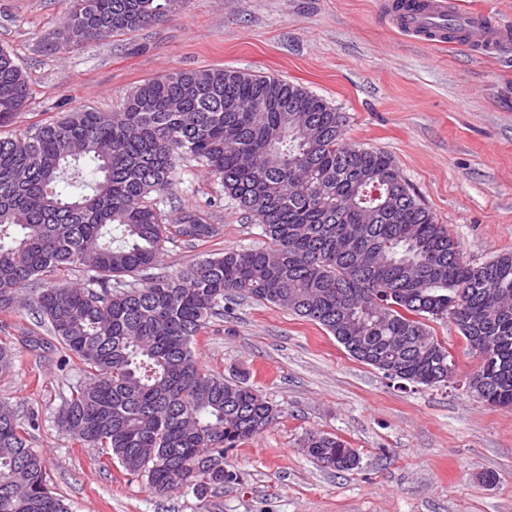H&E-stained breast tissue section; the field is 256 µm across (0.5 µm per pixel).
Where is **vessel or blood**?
<instances>
[{"mask_svg": "<svg viewBox=\"0 0 512 512\" xmlns=\"http://www.w3.org/2000/svg\"><path fill=\"white\" fill-rule=\"evenodd\" d=\"M452 13L461 18L466 44L482 55H493L502 44L512 40V27L479 10L459 12L456 0H417L414 7L399 17L398 25L409 35L438 41L445 39L446 21Z\"/></svg>", "mask_w": 512, "mask_h": 512, "instance_id": "obj_1", "label": "vessel or blood"}]
</instances>
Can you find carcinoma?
Instances as JSON below:
<instances>
[{
  "mask_svg": "<svg viewBox=\"0 0 512 512\" xmlns=\"http://www.w3.org/2000/svg\"><path fill=\"white\" fill-rule=\"evenodd\" d=\"M53 35L70 49L154 26L181 0H69ZM29 95L0 49V126ZM324 98L275 76L180 70L139 85L121 112L73 110L0 136V312L40 283L34 304L81 365L56 420L69 439L145 480L158 495L199 498L236 474L224 452L270 427L277 408L246 379L199 364L196 340L232 297L319 324L353 358L413 386L448 382L449 354L430 323H453L480 357L481 402L512 409V252L468 261L386 152L344 142ZM220 180L262 227L264 248L202 257L176 275L150 274L175 238L216 235L201 210L169 221L151 195L168 192L177 160ZM89 160L97 178L81 180ZM82 268L85 286L59 283ZM0 341V375L14 366ZM0 401V512H69L47 487L41 452ZM302 448L337 471L360 457L309 433Z\"/></svg>",
  "mask_w": 512,
  "mask_h": 512,
  "instance_id": "carcinoma-1",
  "label": "carcinoma"
}]
</instances>
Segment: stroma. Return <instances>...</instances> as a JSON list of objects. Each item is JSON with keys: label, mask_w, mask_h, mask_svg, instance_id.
Segmentation results:
<instances>
[{"label": "stroma", "mask_w": 512, "mask_h": 512, "mask_svg": "<svg viewBox=\"0 0 512 512\" xmlns=\"http://www.w3.org/2000/svg\"><path fill=\"white\" fill-rule=\"evenodd\" d=\"M390 0H184L158 25L72 50L51 44L68 0H0V48L26 72L30 95L2 135H17L78 108L121 111L138 85L178 70L229 68L273 75L326 99L344 138L391 154L403 178L447 226L466 259L512 251V41L487 58L463 42L403 35ZM160 207L206 211L218 233L167 242L159 272L199 257L266 246L262 229L196 162ZM22 290L0 314V339L17 359L0 375V400L37 416L31 443L52 492L70 512H512V409L478 401L467 383L479 366L455 326L434 323L455 365L448 386L400 388L354 359L321 326L288 310L239 299L209 321L196 353L208 370L246 372L279 417L224 455L236 481L205 498L159 497L144 480L63 435L55 415L83 373ZM323 432L360 454L338 472L305 455Z\"/></svg>", "instance_id": "35a3bbf8"}]
</instances>
